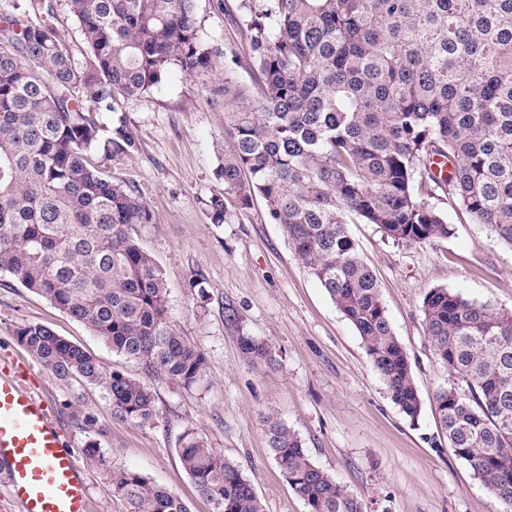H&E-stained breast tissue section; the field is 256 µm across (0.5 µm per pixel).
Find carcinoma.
<instances>
[{"label":"carcinoma","instance_id":"obj_1","mask_svg":"<svg viewBox=\"0 0 512 512\" xmlns=\"http://www.w3.org/2000/svg\"><path fill=\"white\" fill-rule=\"evenodd\" d=\"M89 48L79 71L37 8L13 0L0 14V271L85 324L149 378L191 387L204 354L169 326L168 287L133 234L153 215L140 195L89 163L99 112L147 93L178 72L209 78L224 101L225 189L247 209L259 196L291 251L362 339L392 401L412 420L421 400L372 271L348 224L422 244L448 236L427 197L484 224L512 248V0H241L258 82L223 71L203 36L197 0H69ZM136 143L123 122L108 153ZM427 334L450 382L436 393L448 447L512 512V311L446 288L425 297ZM17 341L55 377L101 387L112 415L153 419L146 382L103 368L40 324ZM243 361L272 366L264 340L241 338ZM269 446L308 512H362L277 417ZM181 463L214 512H263L251 481L188 432ZM125 512H189L145 474L106 470Z\"/></svg>","mask_w":512,"mask_h":512}]
</instances>
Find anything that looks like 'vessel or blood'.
<instances>
[{"instance_id":"obj_1","label":"vessel or blood","mask_w":512,"mask_h":512,"mask_svg":"<svg viewBox=\"0 0 512 512\" xmlns=\"http://www.w3.org/2000/svg\"><path fill=\"white\" fill-rule=\"evenodd\" d=\"M0 472L22 512H89L75 455L47 402L2 367Z\"/></svg>"}]
</instances>
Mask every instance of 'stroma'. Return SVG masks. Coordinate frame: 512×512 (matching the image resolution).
Wrapping results in <instances>:
<instances>
[{"label":"stroma","instance_id":"stroma-1","mask_svg":"<svg viewBox=\"0 0 512 512\" xmlns=\"http://www.w3.org/2000/svg\"><path fill=\"white\" fill-rule=\"evenodd\" d=\"M54 8L52 24L63 46L77 67H85L87 47L68 0H54ZM197 11L205 38L223 51L232 77L252 86L240 0H197ZM97 119L107 128L124 123L136 143L135 151L109 161L99 146L88 157L152 210L153 222L136 225L134 234L166 279L171 328L203 351L206 369L190 388L153 382L152 420L115 418L101 388L56 378L17 342L16 328L46 325L104 368L136 378L139 366L0 272V365L28 367L50 401L65 447L78 455L90 512H123L105 474L114 465L143 472L190 512H214L179 459L188 431L242 470L264 512H307L269 448L264 420L271 414L357 497L363 512H501L439 427L435 395L449 374L427 335L422 305L430 290L446 288L512 311V248L487 226L465 219H452L448 237L423 244L395 242L373 224H349L409 358L422 403L413 420L392 401L355 328L269 221L262 199L243 210L226 191L220 169L233 143L224 136L223 102L199 80L175 74L158 89L121 99L119 113L101 112ZM217 195L224 199L220 224L209 209ZM244 336L271 345L276 368L247 366L239 348ZM90 444L99 448V459L85 455Z\"/></svg>","mask_w":512,"mask_h":512}]
</instances>
